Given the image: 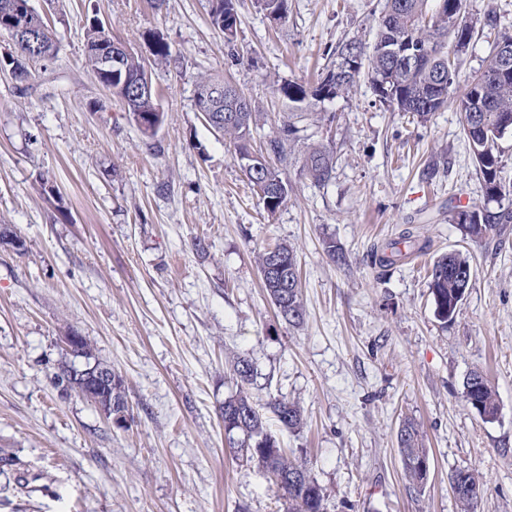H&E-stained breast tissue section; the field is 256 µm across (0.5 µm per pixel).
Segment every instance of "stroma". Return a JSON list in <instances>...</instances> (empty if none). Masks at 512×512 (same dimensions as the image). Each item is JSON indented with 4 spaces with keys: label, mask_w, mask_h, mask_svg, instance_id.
<instances>
[{
    "label": "stroma",
    "mask_w": 512,
    "mask_h": 512,
    "mask_svg": "<svg viewBox=\"0 0 512 512\" xmlns=\"http://www.w3.org/2000/svg\"><path fill=\"white\" fill-rule=\"evenodd\" d=\"M383 3L288 0L277 22L237 0L230 43L209 0H34L57 56L29 63L25 81L0 65V228L24 243L0 244V456L17 461L0 473V512H280L281 491L224 433L234 353L253 362L256 400L301 407V429L269 427L309 462L329 512H458L457 469L487 482L478 512H512V224L474 241L451 220L485 198L460 112L391 111L365 79L312 102L300 139L332 151V177L318 186L290 164L288 199L270 214L195 106L200 76L231 80L261 151L288 115L277 84L311 82L346 41L372 44ZM467 9L480 28L459 55L460 91L498 37L485 15L512 22V0ZM92 14L142 57L164 112L154 137L86 65ZM156 34L171 49L163 64ZM394 241L406 257L379 273L371 255ZM281 243L298 258L297 325L277 315L256 263ZM453 250L473 276L444 323L429 271ZM73 331L121 381L124 425L51 383ZM473 370L498 393L494 421L463 397ZM407 419L430 455L420 491L398 451Z\"/></svg>",
    "instance_id": "1"
}]
</instances>
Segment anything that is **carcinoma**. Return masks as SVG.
<instances>
[{"mask_svg": "<svg viewBox=\"0 0 512 512\" xmlns=\"http://www.w3.org/2000/svg\"><path fill=\"white\" fill-rule=\"evenodd\" d=\"M12 0H0V35L11 39L16 47V55L10 56V65L15 78L29 76L28 62H38L42 57L27 51L24 34L5 21V7ZM260 7L280 19L287 17V0H257ZM209 16L213 26L221 31L231 25H238L239 17L235 0H209ZM467 12V0H386L378 22V32L371 50L361 42L350 40L343 43L336 52V61L322 73L317 85L308 87L302 83L284 82L275 92L288 101L290 112L283 121L278 135L270 139L266 152L256 154V161L263 164L278 184L289 189L288 177L276 166L272 159L282 161L288 150L299 140L297 123L306 119V103L322 101L330 95L334 98L349 94L357 85L362 74L370 76L373 92L378 100L393 112H411L419 117L453 104L463 116V129L470 151L485 186V202L482 206H466L454 210L453 221L472 240L485 238L497 224L512 222V183L501 176L502 161L498 152L499 133L503 129L512 131V74H500V55L497 52L502 41L512 42V25L504 23L494 13L487 14L485 25L500 29L497 41L491 46L483 60L481 69L470 78L464 92L456 97L451 90L456 85L457 64L448 59V44L458 39L468 46L474 32L473 22L459 20V14ZM108 28L95 15L87 18L84 39L90 52L86 53V63L96 73L99 82L118 97L130 119H136L139 112H151L157 123L163 122V112L156 93L150 92L146 98H137L131 91L130 83L148 78L141 59L130 53L126 55L124 68L117 75L103 72L98 56L93 53L99 42L107 35ZM407 44L423 52V58L409 66L382 51L387 44ZM362 50L367 63H359L354 72L341 69L343 60L355 50ZM151 54L158 62H166L171 56L169 44L161 37L151 41ZM444 77L442 87H437L439 77ZM245 101L246 111L242 119L233 124L216 121L209 125L222 133L229 144L234 146L237 156L252 154L249 142L256 115L250 101L243 93H238ZM300 172L315 184L327 183L333 173V154L324 145L308 144L298 158ZM283 256L285 267L281 278H271L267 274L271 251L258 256V268L264 288L279 315L288 323L297 325L304 316L299 289L297 258L293 248L286 244L274 247ZM402 251L396 244L386 246L381 253H373L372 262L380 269L392 266ZM471 264L466 255L452 251L439 256L433 263L430 273V290L435 305L436 317L448 322L454 319L462 299L470 288ZM78 368L74 362L60 363L51 380L63 394L81 386ZM254 373L251 360L245 355H237L233 360V376L240 382L238 391L224 399L221 416L224 433L237 458L256 464L283 492L286 512H327V497L323 487L311 476L308 463L292 458L281 448L276 437L268 430L261 405L244 390ZM464 398L471 396L483 405L486 420L497 418L500 410L496 390L482 381L477 391H472L470 378L463 381ZM103 407L111 406L118 411L127 402L120 384H113L102 400ZM275 420L287 430H295L302 424L300 408L284 399H274L268 403ZM398 444L402 456L405 475L410 484L420 487L427 479L422 462L429 459V451L424 448L418 426L411 420L402 423L398 431ZM449 482L460 512H477L481 498L472 494V486L484 485L482 476L474 470L458 469L449 477Z\"/></svg>", "mask_w": 512, "mask_h": 512, "instance_id": "carcinoma-1", "label": "carcinoma"}]
</instances>
